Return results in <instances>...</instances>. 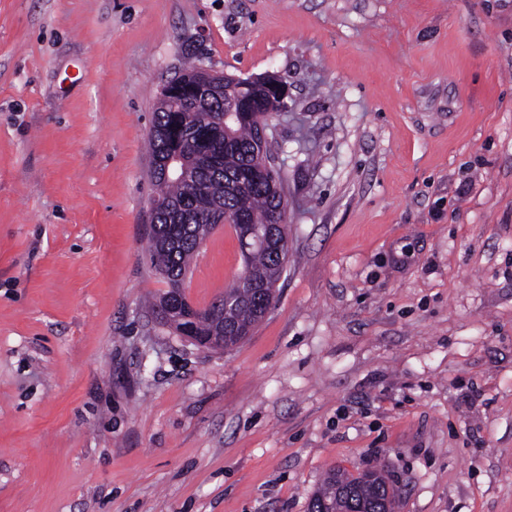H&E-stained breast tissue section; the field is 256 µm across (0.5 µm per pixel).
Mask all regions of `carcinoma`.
Here are the masks:
<instances>
[{
  "label": "carcinoma",
  "instance_id": "obj_1",
  "mask_svg": "<svg viewBox=\"0 0 512 512\" xmlns=\"http://www.w3.org/2000/svg\"><path fill=\"white\" fill-rule=\"evenodd\" d=\"M269 96L263 83H238L229 91L206 101L191 103L190 114L169 111V104L159 99L152 125L168 133L165 145L188 161L189 178L179 174L166 179L152 177L154 196L151 201L153 234L149 253L168 290L154 306L162 310L169 289L184 282L190 262L202 242L213 230L209 221L196 216L229 214L244 216L252 224H281L276 184L278 171L264 169V159L256 152L253 122L244 112L234 120L223 121L224 101L230 99L251 110L262 107ZM279 240L263 246L254 245L244 255L245 278L271 290L285 267L288 252H279ZM240 281L211 303L214 316L191 320L166 319L164 323L179 335L196 339L224 337L229 348L249 335L258 323L253 305L256 293L239 288ZM397 490L379 470H367L357 478L331 471L323 485L313 493L309 507L325 505L335 512H387Z\"/></svg>",
  "mask_w": 512,
  "mask_h": 512
}]
</instances>
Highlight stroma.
Here are the masks:
<instances>
[{"instance_id":"stroma-1","label":"stroma","mask_w":512,"mask_h":512,"mask_svg":"<svg viewBox=\"0 0 512 512\" xmlns=\"http://www.w3.org/2000/svg\"><path fill=\"white\" fill-rule=\"evenodd\" d=\"M191 63L288 87V262L224 351L147 307ZM199 254L205 308L243 259ZM334 466L512 512V0H0V512H308Z\"/></svg>"}]
</instances>
